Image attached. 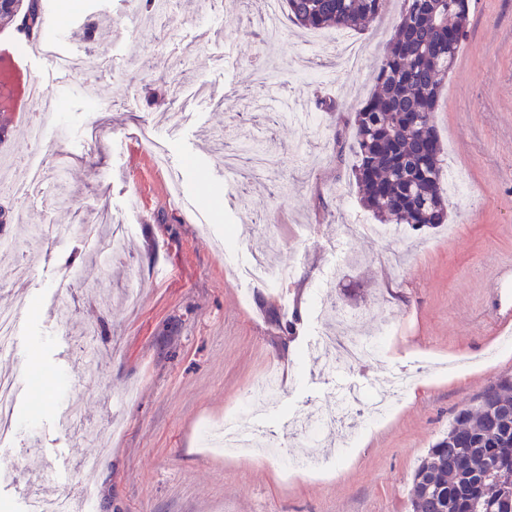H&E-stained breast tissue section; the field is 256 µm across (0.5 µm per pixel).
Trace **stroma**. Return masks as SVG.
Masks as SVG:
<instances>
[{
  "instance_id": "1",
  "label": "stroma",
  "mask_w": 512,
  "mask_h": 512,
  "mask_svg": "<svg viewBox=\"0 0 512 512\" xmlns=\"http://www.w3.org/2000/svg\"><path fill=\"white\" fill-rule=\"evenodd\" d=\"M129 0H45L61 53L89 61L58 100L44 166L64 162L44 198L0 202V307L24 292L29 338L16 401L17 431L1 457L53 453L54 491L83 493L78 462L104 452L89 512H407L414 469L455 413L498 376L512 374V0H472L435 124L446 171L463 191L439 228L396 238L345 239L367 211L351 175L353 111L404 0L354 31L359 67L339 46L314 42L279 14V40L263 46L259 0H178L152 26L128 21ZM211 88L194 96L196 83ZM97 84L106 105L90 96ZM330 110L317 107L318 100ZM178 112L177 131L150 127ZM318 123H309V115ZM275 150L278 170L246 187L214 177L225 140ZM164 145L157 167L152 142ZM179 174L182 201L169 191ZM108 210L126 227L114 254L87 238ZM271 215L275 262L296 276L283 298L301 313L295 334L271 322V288L235 279L225 254L247 261L262 234L250 214ZM58 228L52 245L38 227ZM348 250L338 261L340 250ZM331 292L363 330L389 325L376 359L325 371L311 344L325 325L309 304L328 266ZM136 305H128L129 291ZM66 335L65 366L54 336ZM420 363L402 402L361 427L329 476L283 474L263 457L227 456L204 444L255 391L269 365L284 378L270 420L331 408L340 394L366 399L392 371ZM75 415L101 440L64 427ZM121 417L122 434L110 430Z\"/></svg>"
}]
</instances>
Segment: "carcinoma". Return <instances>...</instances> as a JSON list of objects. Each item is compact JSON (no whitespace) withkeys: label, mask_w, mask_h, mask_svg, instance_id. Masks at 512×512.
I'll return each instance as SVG.
<instances>
[{"label":"carcinoma","mask_w":512,"mask_h":512,"mask_svg":"<svg viewBox=\"0 0 512 512\" xmlns=\"http://www.w3.org/2000/svg\"><path fill=\"white\" fill-rule=\"evenodd\" d=\"M307 29H356L386 0H284ZM470 0H405L374 76L377 91L353 118L352 176L360 201L381 221L414 230L448 221L443 147L435 112L467 25ZM44 28L41 0H0V23ZM408 512H512V374L461 409L415 469Z\"/></svg>","instance_id":"carcinoma-1"}]
</instances>
